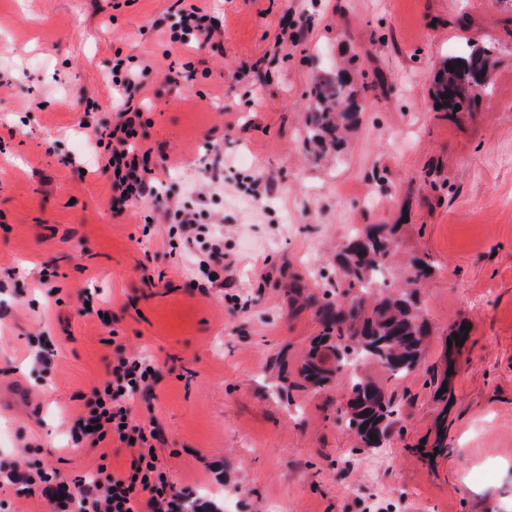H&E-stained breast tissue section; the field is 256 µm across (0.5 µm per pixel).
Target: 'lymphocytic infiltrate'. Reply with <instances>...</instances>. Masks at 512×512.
I'll return each mask as SVG.
<instances>
[{
    "label": "lymphocytic infiltrate",
    "instance_id": "obj_1",
    "mask_svg": "<svg viewBox=\"0 0 512 512\" xmlns=\"http://www.w3.org/2000/svg\"><path fill=\"white\" fill-rule=\"evenodd\" d=\"M166 35L170 43L202 50L213 41L216 31L192 5L180 9L178 21L170 25ZM151 72V66L135 64L131 59H113L114 116L94 130L96 145L105 150L104 167L111 174V203L122 210L156 197L153 150L141 143L144 111L132 103L134 92ZM166 213L170 238L194 252L198 288L214 287V273L225 268L223 239L210 236L193 205L180 202L168 207ZM158 367L152 359L119 356L102 384L94 388V402L88 411L71 420L69 432L74 444L134 443L137 453L128 469L113 471L101 463L90 481L73 486L57 468L40 463L22 472L14 462L0 460V483H20L28 492H40L50 499L51 512H188L186 492L176 491L155 453L154 443L160 440V433L145 430L131 416L135 398L152 395Z\"/></svg>",
    "mask_w": 512,
    "mask_h": 512
}]
</instances>
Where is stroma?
Returning <instances> with one entry per match:
<instances>
[{
	"mask_svg": "<svg viewBox=\"0 0 512 512\" xmlns=\"http://www.w3.org/2000/svg\"><path fill=\"white\" fill-rule=\"evenodd\" d=\"M190 2L224 31L191 74L159 29L177 0H0V457L71 483L103 457L128 468L134 449L74 445L67 420L135 354L163 372L134 418L163 431L176 488L222 512H512V0ZM473 43L494 47L486 92L471 111L435 109L434 72ZM117 52L153 68L135 100L143 145L164 157L160 201L120 215L78 126L88 106L111 120ZM339 61L364 113L341 155L316 158L304 112ZM257 177L269 193L238 191ZM166 201L194 202L223 237V287L192 288L191 255L164 254ZM368 224L400 225L401 256L435 265L418 367L365 368L398 404L378 448L342 423L346 386H284L321 332L313 300L336 285L337 245ZM83 290L110 324L79 313ZM461 323L470 336L448 353ZM42 332L47 366L32 356ZM450 360L443 404L432 378Z\"/></svg>",
	"mask_w": 512,
	"mask_h": 512,
	"instance_id": "obj_1",
	"label": "stroma"
}]
</instances>
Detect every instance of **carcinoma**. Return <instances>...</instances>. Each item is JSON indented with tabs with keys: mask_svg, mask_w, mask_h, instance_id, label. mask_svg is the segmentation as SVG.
I'll return each instance as SVG.
<instances>
[{
	"mask_svg": "<svg viewBox=\"0 0 512 512\" xmlns=\"http://www.w3.org/2000/svg\"><path fill=\"white\" fill-rule=\"evenodd\" d=\"M492 47L470 45L442 64L435 83L436 103L453 113L468 109L480 97L472 83L488 73ZM455 66L450 70L449 66ZM361 104L353 79L344 69L318 74L304 116L305 143L315 154L339 153L346 135L359 123ZM395 228L373 226L354 235L336 255V287L323 296L318 307L322 326L320 341L336 339L329 354L315 348L304 361L300 376L312 387L342 382L349 361L374 363L395 375L415 369L423 351L428 324L420 313L416 286L432 273L422 257L410 261L405 287L380 293L387 283L395 255ZM350 398L343 421L363 448H377L389 434L397 409L392 396L379 383L362 376L347 379ZM377 437L373 441L370 436Z\"/></svg>",
	"mask_w": 512,
	"mask_h": 512,
	"instance_id": "cac0c4a2",
	"label": "carcinoma"
}]
</instances>
